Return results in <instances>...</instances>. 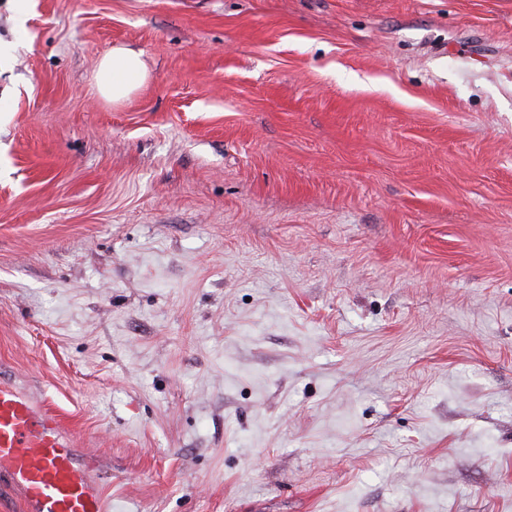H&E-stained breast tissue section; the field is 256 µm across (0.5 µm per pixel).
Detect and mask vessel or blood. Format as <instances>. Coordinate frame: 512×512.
I'll list each match as a JSON object with an SVG mask.
<instances>
[{
  "label": "vessel or blood",
  "instance_id": "obj_1",
  "mask_svg": "<svg viewBox=\"0 0 512 512\" xmlns=\"http://www.w3.org/2000/svg\"><path fill=\"white\" fill-rule=\"evenodd\" d=\"M47 401L0 379V487L25 512H105L96 453L78 446Z\"/></svg>",
  "mask_w": 512,
  "mask_h": 512
}]
</instances>
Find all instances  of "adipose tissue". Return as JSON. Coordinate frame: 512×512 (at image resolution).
I'll list each match as a JSON object with an SVG mask.
<instances>
[{
	"instance_id": "obj_1",
	"label": "adipose tissue",
	"mask_w": 512,
	"mask_h": 512,
	"mask_svg": "<svg viewBox=\"0 0 512 512\" xmlns=\"http://www.w3.org/2000/svg\"><path fill=\"white\" fill-rule=\"evenodd\" d=\"M147 79V67L140 52L116 46L103 56L96 84L101 95L118 103L141 87Z\"/></svg>"
}]
</instances>
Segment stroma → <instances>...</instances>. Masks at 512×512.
<instances>
[{"label":"stroma","mask_w":512,"mask_h":512,"mask_svg":"<svg viewBox=\"0 0 512 512\" xmlns=\"http://www.w3.org/2000/svg\"><path fill=\"white\" fill-rule=\"evenodd\" d=\"M12 15L0 369L108 512H512V0ZM147 79V67L142 52L115 46L103 56L96 84L101 95L114 103L121 102L141 87Z\"/></svg>","instance_id":"stroma-1"}]
</instances>
